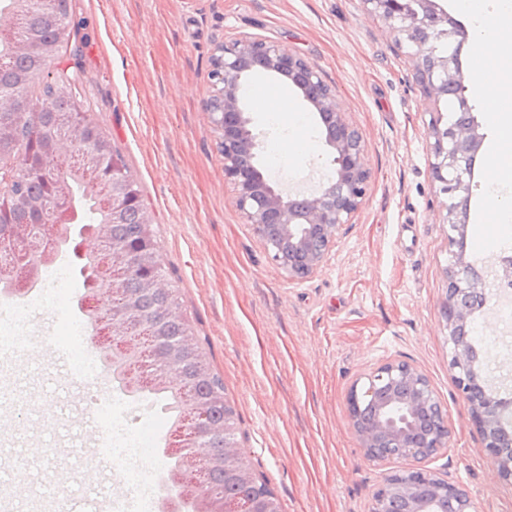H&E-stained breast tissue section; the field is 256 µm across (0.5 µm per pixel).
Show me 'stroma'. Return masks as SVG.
I'll list each match as a JSON object with an SVG mask.
<instances>
[{"mask_svg":"<svg viewBox=\"0 0 512 512\" xmlns=\"http://www.w3.org/2000/svg\"><path fill=\"white\" fill-rule=\"evenodd\" d=\"M84 38L75 84L81 112L121 150L151 215L152 238L179 304L236 415L237 436L282 512H369L398 459L368 461L347 420L345 394L367 369L406 359L426 374L447 410L448 448L427 462L463 485L477 512H512V480L495 472L470 423L449 368L440 304L451 259L445 195L432 179L427 124L431 100L404 49L362 0H71ZM277 42L315 64L350 120L364 133L370 182L331 255L302 281L288 280L246 224L224 180V162L202 108L211 92L214 47L242 36ZM496 60L484 91L464 95L484 135L473 170L467 258L487 269L512 223L488 216L489 179L512 199V175H494L496 132L489 100L511 98ZM247 88L287 97L254 113L260 167L283 188L314 190L331 172L317 115L272 76ZM308 144L292 158L291 147ZM82 278L73 275L66 312L38 309L28 331L38 352L0 351V482L28 473L0 512H98L124 502L126 482L100 463L88 467L97 413L54 338L79 316ZM490 302L475 315V343L495 383L512 385V320ZM115 425L163 441L171 417L125 398Z\"/></svg>","mask_w":512,"mask_h":512,"instance_id":"35a3bbf8","label":"stroma"}]
</instances>
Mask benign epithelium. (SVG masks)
I'll return each mask as SVG.
<instances>
[{
  "label": "benign epithelium",
  "instance_id": "7a95c632",
  "mask_svg": "<svg viewBox=\"0 0 512 512\" xmlns=\"http://www.w3.org/2000/svg\"><path fill=\"white\" fill-rule=\"evenodd\" d=\"M365 9L380 18L404 40L413 71L433 108L427 124L432 179L450 203L444 223L448 240L465 237L468 225L457 208L467 209L471 184V157L481 147L479 123L472 114L462 88L448 91V81L461 76L458 39L465 32L442 10L436 0H362ZM28 12L58 11L59 0H17ZM13 50L47 62L54 45L31 39L10 23L0 28ZM213 89L203 103L204 112L217 135L216 146L224 158V179L231 186L233 203L263 240L272 260L291 281H302L326 261L342 227L363 204L370 171L365 162L364 136L347 116L318 67L288 51L278 43L245 36L217 45L211 58ZM269 75L283 78L297 90L302 101L316 112L322 126L324 144L333 155L332 177L314 193H284L260 170V136L244 102L247 77ZM456 98L460 119H444L441 101ZM78 137L93 143L89 155L95 171L111 180L96 178L93 187L103 186L100 201L103 224L80 238L96 237L100 247L77 256L91 264L100 288L81 301V310L92 324L91 341L112 359V380L129 394L144 388H168L179 412L165 445V453L177 462V470L166 485L163 504H179L186 512H281L271 493L229 498L224 486L210 481V474L222 470L235 483L249 490L256 481L236 431L230 425L234 411L224 403L225 418L213 421L214 400L202 396L199 388L212 380L200 368L185 375L199 346L188 332L170 335L159 329L156 314L141 307L140 295L169 296L171 289L155 251L150 228H142L136 251L140 293L126 288V267L131 265L125 242L112 235L115 217L127 208L135 193L121 160L109 149L94 142L93 124L73 118L66 133L47 141L42 151L47 159L68 165V139ZM12 160L0 154V283L14 280L13 254L27 252L34 271L44 254L39 244L49 233H57L68 222V204L58 188L50 196L33 199L13 186ZM448 288L441 303L448 339L453 345L449 362L457 388L470 407L471 423L482 439L484 452L505 480L512 479V432L501 422L500 410L512 402L503 397L483 375L474 356L469 336L474 312L487 305L489 284L461 252L453 254L447 269ZM351 430L372 462L407 458L417 465L399 472H387L377 486L370 512H474V503L457 483L441 479L420 465L448 447L451 432L441 401L428 377L413 363L393 359L369 368L350 386L345 396Z\"/></svg>",
  "mask_w": 512,
  "mask_h": 512
}]
</instances>
